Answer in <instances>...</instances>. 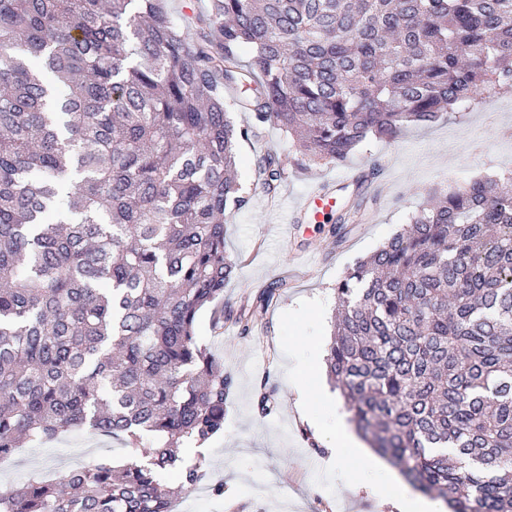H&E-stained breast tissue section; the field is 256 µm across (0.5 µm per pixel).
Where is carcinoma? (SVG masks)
Returning <instances> with one entry per match:
<instances>
[{
    "mask_svg": "<svg viewBox=\"0 0 512 512\" xmlns=\"http://www.w3.org/2000/svg\"><path fill=\"white\" fill-rule=\"evenodd\" d=\"M196 28L160 0H0V462L72 428L128 450L0 491V512H173V470L224 496L178 450L224 432L233 387L195 322L239 262L240 140L291 137L258 160L273 201L291 163L512 90V0H212ZM285 287L227 318L248 335ZM336 298L326 373L371 448L451 512H512V178L420 210Z\"/></svg>",
    "mask_w": 512,
    "mask_h": 512,
    "instance_id": "cac0c4a2",
    "label": "carcinoma"
}]
</instances>
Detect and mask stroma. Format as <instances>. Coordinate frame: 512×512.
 Returning <instances> with one entry per match:
<instances>
[{
  "label": "stroma",
  "instance_id": "stroma-1",
  "mask_svg": "<svg viewBox=\"0 0 512 512\" xmlns=\"http://www.w3.org/2000/svg\"><path fill=\"white\" fill-rule=\"evenodd\" d=\"M290 148L287 133L269 124L238 146V175L251 192L246 208L225 224L227 253L240 256L223 303L201 311L196 334L234 379L226 402L224 431L186 460L205 457L223 497L199 488L178 499L175 512H395L379 503L370 467L354 472L330 464L335 423H349L339 391L322 380L323 399L301 408L297 377L303 361L325 351L336 306L334 288L353 265L406 228L432 194L479 176L512 175V91L444 112L432 123L406 124L397 138H374L341 165L306 164L289 172L275 202L257 192V160ZM367 183L364 211L343 242L317 226L290 224L288 207L326 180ZM286 288L252 328L218 321L224 306L236 307L269 281ZM274 393L270 412L256 407L260 392ZM118 441L88 430L60 433L27 445L0 464V489L22 485L34 474L52 480L101 457L124 459Z\"/></svg>",
  "mask_w": 512,
  "mask_h": 512
}]
</instances>
